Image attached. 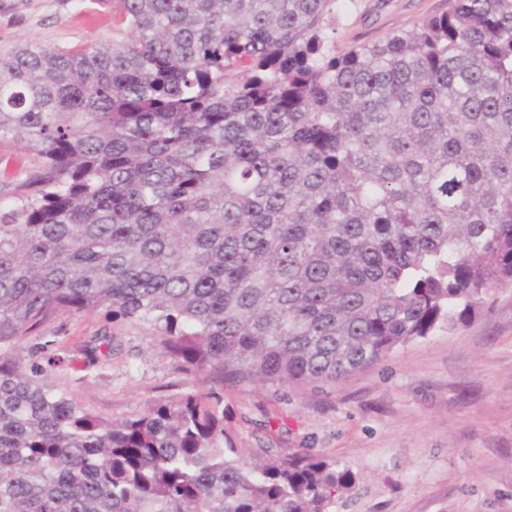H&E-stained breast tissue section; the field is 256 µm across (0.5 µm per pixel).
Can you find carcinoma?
<instances>
[{"label": "carcinoma", "mask_w": 512, "mask_h": 512, "mask_svg": "<svg viewBox=\"0 0 512 512\" xmlns=\"http://www.w3.org/2000/svg\"><path fill=\"white\" fill-rule=\"evenodd\" d=\"M126 38L0 56V512H334L224 387L334 382L512 287V0L336 53L354 0H96ZM149 322L198 390L112 420L48 382L62 314ZM112 358V337L83 349ZM36 164L35 154L13 142H0V197L8 196L14 182Z\"/></svg>", "instance_id": "1"}]
</instances>
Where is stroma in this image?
<instances>
[{
  "label": "stroma",
  "mask_w": 512,
  "mask_h": 512,
  "mask_svg": "<svg viewBox=\"0 0 512 512\" xmlns=\"http://www.w3.org/2000/svg\"><path fill=\"white\" fill-rule=\"evenodd\" d=\"M448 0H356L337 52L412 29ZM96 0H0V55L21 45L80 47L124 37ZM37 163L0 142V197ZM59 344L112 339L90 370L64 364L49 380L113 419L190 391L191 375L154 346L150 325L104 313L61 315ZM224 427L241 448H310L355 476L335 512H512V288L479 317L436 330L333 383L225 388Z\"/></svg>",
  "instance_id": "1"
}]
</instances>
